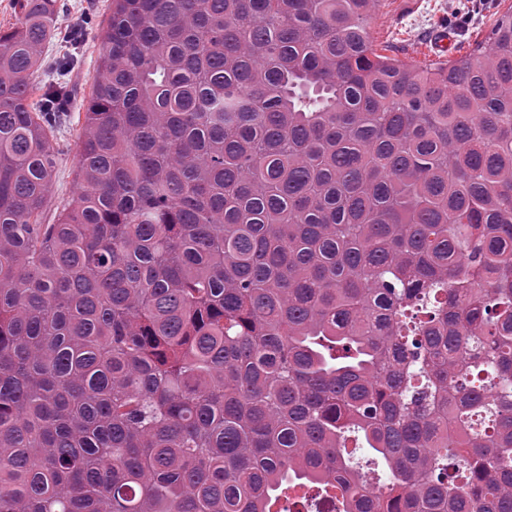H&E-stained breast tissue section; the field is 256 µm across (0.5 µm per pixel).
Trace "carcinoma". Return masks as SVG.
Wrapping results in <instances>:
<instances>
[{"label": "carcinoma", "instance_id": "carcinoma-1", "mask_svg": "<svg viewBox=\"0 0 512 512\" xmlns=\"http://www.w3.org/2000/svg\"><path fill=\"white\" fill-rule=\"evenodd\" d=\"M110 2L0 30V512H512V11ZM60 4V10L57 17V27L63 34L67 31V26L73 20L82 18L85 14V6L88 0H57ZM451 1L457 0H382L373 23L375 36L380 41L388 39L392 50L400 57L424 64L437 63L423 57L422 50L435 28L467 25L465 28L448 26L458 32L454 34L461 41L464 47L461 53L464 54L475 45V41H481L487 35L490 17L496 10L506 12L512 5V0H495L497 5H493V0H466L463 2L467 4L460 8L456 7L459 2ZM483 13V16H479ZM475 16L478 17L474 19ZM98 52L93 45L87 44L83 49V58L80 66L71 74V80L81 86H88L92 82L97 66ZM68 148L58 163L52 185L53 199L69 197L75 190L78 173V146L76 136H67Z\"/></svg>", "mask_w": 512, "mask_h": 512}]
</instances>
